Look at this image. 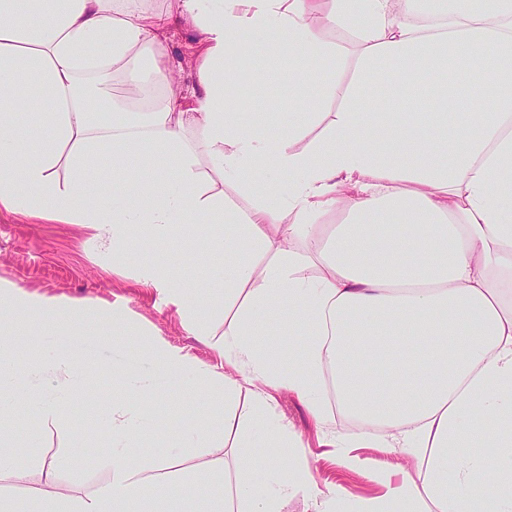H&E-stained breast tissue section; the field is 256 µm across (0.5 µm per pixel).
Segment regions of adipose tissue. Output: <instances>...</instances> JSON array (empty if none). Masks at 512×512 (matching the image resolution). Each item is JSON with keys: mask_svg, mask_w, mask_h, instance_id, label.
<instances>
[{"mask_svg": "<svg viewBox=\"0 0 512 512\" xmlns=\"http://www.w3.org/2000/svg\"><path fill=\"white\" fill-rule=\"evenodd\" d=\"M191 26L195 76L187 93L167 92L173 63L164 48ZM356 47L355 80L328 83L345 97L323 136L309 100L277 132L242 119L241 79L224 62L241 34L272 41L274 54L301 62L342 57L324 29ZM453 56L472 68L448 72ZM123 65L126 88L161 89L158 105L134 121L98 119L79 77ZM421 90L445 105L434 121L404 118L366 102L368 87ZM109 154L138 194L107 195L90 168ZM206 156L225 185L245 189L249 206L205 193ZM264 161L288 176L285 193L254 180ZM68 178H60L59 168ZM512 0H174L145 14L136 0H0V210L83 224L121 253L133 225L167 237L176 224H220L224 253L223 371L198 368L154 342L153 386L204 390L212 408L233 415L244 388L254 419L239 432L233 472L236 512H278L296 490L316 492L302 443L273 412L288 391L308 408L340 462L363 468L359 446L406 449L423 474L380 498L349 503L341 489L323 495L326 512H512ZM292 221H285V214ZM307 244L297 251L294 240ZM318 267L317 276L306 275ZM141 283L184 303L198 297L167 266L146 265ZM199 299L187 327L208 322ZM38 320L80 336L65 302L0 286V375L18 380L14 333ZM284 322L298 340H263ZM51 375L43 394L0 401L62 420L84 383L72 346L40 361ZM133 383L121 409L109 410L110 478L92 495L51 501L37 512H130L133 502L191 496L196 483L147 473L130 451L143 426ZM333 393L349 437L333 433L325 395ZM495 444V455L482 447ZM270 449L265 484L251 448Z\"/></svg>", "mask_w": 512, "mask_h": 512, "instance_id": "1", "label": "adipose tissue"}]
</instances>
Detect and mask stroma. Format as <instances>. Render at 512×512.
Instances as JSON below:
<instances>
[{"label": "stroma", "mask_w": 512, "mask_h": 512, "mask_svg": "<svg viewBox=\"0 0 512 512\" xmlns=\"http://www.w3.org/2000/svg\"><path fill=\"white\" fill-rule=\"evenodd\" d=\"M250 110L271 126L287 122L300 98L318 99L324 111H336L341 99L328 96L325 84L310 86L303 97L289 94L287 84L267 87L263 77L253 75L248 87ZM188 229L174 230L168 237L155 238L148 225L139 226L127 243L121 262H114L112 246L96 237L94 230L79 224L31 220L22 215L0 212V280L11 283L27 295H44L74 302L84 311L85 322L97 325L98 333L83 336L79 345L88 348L94 358L83 388L74 394L67 419L61 425L42 420L36 413L20 410L0 417V447L22 445L36 435L42 455L52 457L75 448L89 449L72 469L61 470L54 479L53 491L62 498L92 494L109 478L104 462L111 453L112 429L101 416L97 400L121 394L123 375L115 371L126 353H135L139 345L133 332L152 335L170 347L182 350L194 364L218 367L224 360L214 348L215 337L224 332V262L211 254L202 264L186 258ZM155 260L183 268L188 279L198 281L213 307L210 333L195 336L183 326L179 306L163 293L144 287L139 281L142 266ZM121 312L130 327L127 336L112 333L113 312ZM141 412L159 422V429L134 434L130 446L141 451L143 460L152 461L173 455V476L186 481L215 484L228 492L233 474L230 443L220 448H205L182 454L181 429L184 424L208 419L216 432H223L224 416L210 406L206 396L197 397L160 392L139 400ZM276 415L300 437L304 457L319 488L341 487L350 501L383 496L387 485L398 482L402 469L411 467L406 451L386 453L377 448H357L353 454L386 472L388 482L363 476L361 470L341 465L335 448L328 445L306 406L296 396L280 392L274 403ZM44 479L37 465H29L0 478V496L14 500L20 512H31L34 498Z\"/></svg>", "instance_id": "obj_1"}]
</instances>
